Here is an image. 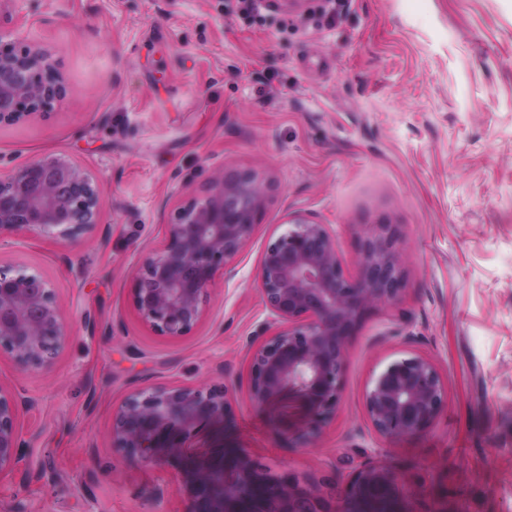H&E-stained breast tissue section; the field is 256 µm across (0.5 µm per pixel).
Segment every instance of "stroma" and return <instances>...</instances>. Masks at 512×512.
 <instances>
[{"label": "stroma", "mask_w": 512, "mask_h": 512, "mask_svg": "<svg viewBox=\"0 0 512 512\" xmlns=\"http://www.w3.org/2000/svg\"><path fill=\"white\" fill-rule=\"evenodd\" d=\"M0 0V24L57 59L65 97L0 125V175L44 155L98 180V223L67 242L0 238V265L48 280L66 342L46 368L0 350V386L31 399L0 512H188L166 462L112 446L132 391L227 385L233 417L188 441L237 447L272 471L345 484L375 464L405 512H512V0ZM257 172L265 208L209 287L186 335L135 310L141 260L216 172ZM327 225L345 269L358 239L396 225L405 271L393 304L353 336L336 413L258 409L248 337L275 326L256 273L289 215ZM409 356L429 359L447 405L425 432L381 438L365 395Z\"/></svg>", "instance_id": "obj_1"}]
</instances>
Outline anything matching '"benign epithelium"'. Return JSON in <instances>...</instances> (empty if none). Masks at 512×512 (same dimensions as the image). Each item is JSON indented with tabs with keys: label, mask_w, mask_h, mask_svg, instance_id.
I'll use <instances>...</instances> for the list:
<instances>
[{
	"label": "benign epithelium",
	"mask_w": 512,
	"mask_h": 512,
	"mask_svg": "<svg viewBox=\"0 0 512 512\" xmlns=\"http://www.w3.org/2000/svg\"><path fill=\"white\" fill-rule=\"evenodd\" d=\"M66 85L52 55L0 31V124L45 111ZM267 186L250 170L217 175L166 225L164 249L134 277L132 302L158 334L184 336L200 320L215 274L244 248L261 220ZM101 191L80 165L49 155L0 176V238L28 229L66 241L98 221ZM358 271L345 272L327 225L288 217L265 247L256 281L277 330L247 344L249 395L262 410L306 411L304 434L317 435L341 400L349 345L366 315L403 291L397 228L380 224L359 238ZM66 336L53 289L35 273L0 266V349L23 367L52 364ZM28 401L0 386V475L20 456L18 412ZM447 404L446 382L420 356L390 363L372 380L365 408L383 438L429 429ZM227 386H171L131 393L112 420V442L128 457L166 460L191 494V512H402L396 475L378 465L341 487L276 473L237 448L187 445L185 429L231 418Z\"/></svg>",
	"instance_id": "benign-epithelium-1"
}]
</instances>
